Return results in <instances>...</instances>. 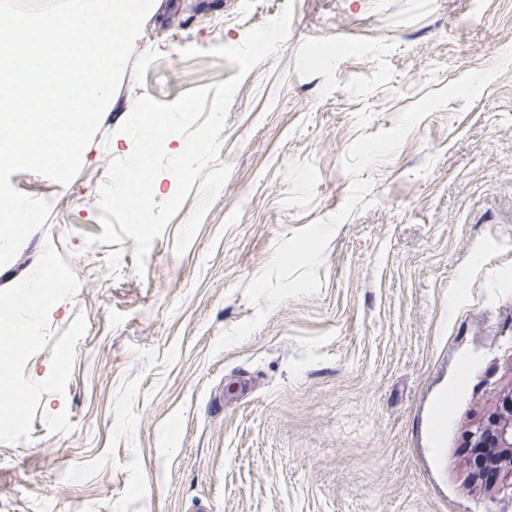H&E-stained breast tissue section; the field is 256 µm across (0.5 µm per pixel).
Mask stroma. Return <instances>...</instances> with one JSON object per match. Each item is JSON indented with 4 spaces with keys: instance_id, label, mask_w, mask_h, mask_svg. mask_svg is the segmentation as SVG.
Instances as JSON below:
<instances>
[{
    "instance_id": "obj_1",
    "label": "stroma",
    "mask_w": 512,
    "mask_h": 512,
    "mask_svg": "<svg viewBox=\"0 0 512 512\" xmlns=\"http://www.w3.org/2000/svg\"><path fill=\"white\" fill-rule=\"evenodd\" d=\"M284 4L154 0L76 176L11 175L50 208L0 266V339L37 270L58 286L0 388L25 422L0 432V512H512V466L490 481L469 452L512 393V65L364 171L373 204L336 228L318 294L215 349L258 312L245 289L280 237L343 205L355 139L512 49V0H295L247 74L208 55ZM237 74L229 174L187 246L196 186L145 259L129 237L86 247L137 99Z\"/></svg>"
}]
</instances>
